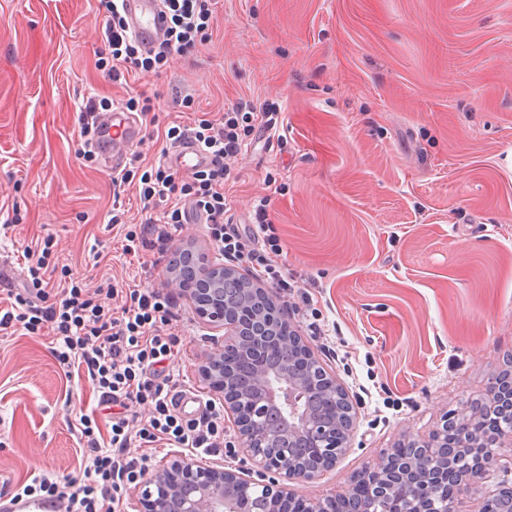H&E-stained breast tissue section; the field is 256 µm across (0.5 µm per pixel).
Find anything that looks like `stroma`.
I'll return each mask as SVG.
<instances>
[{
	"instance_id": "stroma-1",
	"label": "stroma",
	"mask_w": 512,
	"mask_h": 512,
	"mask_svg": "<svg viewBox=\"0 0 512 512\" xmlns=\"http://www.w3.org/2000/svg\"><path fill=\"white\" fill-rule=\"evenodd\" d=\"M96 0H0V275L22 287L18 255L52 236L71 277L129 279L176 302L175 370L211 399L200 365L223 329L175 288L190 249L214 255L202 224L166 253H121L107 229L112 181L77 137L88 97H150L137 145L154 160L174 89L216 113L276 104L285 141L260 136L235 163L229 215L260 198L289 275L312 284L327 333L289 321L357 413L347 453L300 495L345 491L400 443L486 396L512 354V0H219L212 41L158 75L112 84L96 66ZM101 251L103 261L93 259ZM42 336L0 335V493L32 474L81 479L68 422L96 409Z\"/></svg>"
}]
</instances>
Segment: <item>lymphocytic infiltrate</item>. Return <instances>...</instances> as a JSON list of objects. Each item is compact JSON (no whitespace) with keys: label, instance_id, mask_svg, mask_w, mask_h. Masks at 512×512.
<instances>
[{"label":"lymphocytic infiltrate","instance_id":"obj_1","mask_svg":"<svg viewBox=\"0 0 512 512\" xmlns=\"http://www.w3.org/2000/svg\"><path fill=\"white\" fill-rule=\"evenodd\" d=\"M169 27L152 48L145 49L131 35L120 0H98L104 14L98 37L105 57L97 65L112 83L126 82L131 74L160 71L172 54H195L212 40L216 0H162ZM189 122L169 126L167 146L195 143L206 155L198 170L172 172L165 158L144 166L142 154L130 150L124 168L112 177V208L108 227L122 223L121 200L135 188L146 214L141 230H127L121 250L136 257L147 248L165 252L189 214L203 217L207 235L228 261L246 263L253 277L276 288L283 302L310 292L289 279L280 261L282 247L274 232L268 198H260L250 223H233L227 215L226 186L233 164L247 150L255 132L273 135L284 129L281 112L271 107L257 112L225 109L221 118L193 111ZM53 239L44 237L26 247L21 262L26 270L23 291L8 292L0 303V334L19 330L48 337L51 352L68 378L86 380L101 394L103 403L121 413L108 426L95 415H80L75 423L78 451L84 464L83 481L73 485L45 475L17 484L15 493L65 502L66 512H125L127 491L148 472L150 449L186 448L207 456L224 451V407L206 401L198 414L178 409L183 386L171 363L178 340L171 327L176 319L170 294L152 288L89 289L61 275L52 261ZM54 300L42 305L46 291ZM150 405L143 420L131 407Z\"/></svg>","mask_w":512,"mask_h":512}]
</instances>
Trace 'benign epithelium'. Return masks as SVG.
<instances>
[{"label":"benign epithelium","instance_id":"benign-epithelium-1","mask_svg":"<svg viewBox=\"0 0 512 512\" xmlns=\"http://www.w3.org/2000/svg\"><path fill=\"white\" fill-rule=\"evenodd\" d=\"M190 263L200 284L217 277L246 280L238 269L204 254L191 256ZM251 292L266 302L265 307L259 309L251 300L229 308L216 300L205 303L199 312L202 318L224 325L222 344L204 359L201 371L237 427L238 451L255 468L228 470L180 456L158 467L138 486L143 512H257L259 502L265 505L264 512H336V503L345 502L349 512L354 493L372 482L383 467L381 463L367 467L351 490L338 496L303 498L288 488L290 482L318 479L336 465L350 447L355 413L344 388L277 309L270 289ZM259 315L277 329L278 336L254 337L253 321ZM299 392L327 398L333 411L344 415V437L336 436V419L300 405ZM450 425L456 426V419L445 416L431 435L412 442L426 461L425 475L411 467L395 474L391 482L415 488L422 479H432L439 486L452 478L456 490L450 497L418 494L409 500V512H460L461 496L498 460L496 455H486L449 474L440 449L448 447ZM285 440L300 444L319 463L311 466L287 454L282 448ZM506 499L512 500V486L484 500L478 512H501Z\"/></svg>","mask_w":512,"mask_h":512}]
</instances>
